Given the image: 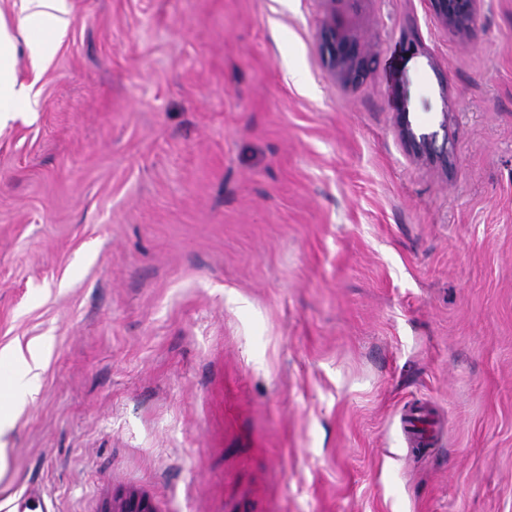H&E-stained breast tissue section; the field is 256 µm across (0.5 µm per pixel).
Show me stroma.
Returning <instances> with one entry per match:
<instances>
[{
    "mask_svg": "<svg viewBox=\"0 0 512 512\" xmlns=\"http://www.w3.org/2000/svg\"><path fill=\"white\" fill-rule=\"evenodd\" d=\"M69 4L0 125V500L512 512V0ZM435 13L448 30L461 37L469 36L477 18L479 0H431ZM320 39L324 62L330 76L345 85L354 84L361 77L364 68L358 43L332 25L322 29ZM44 341L30 343L26 352L22 348L16 349L12 356L24 367V379L15 384V399L24 401L33 396L38 391V381L43 364ZM404 424V429L408 427L405 433L410 444L419 446L430 438V421L428 415L412 413Z\"/></svg>",
    "mask_w": 512,
    "mask_h": 512,
    "instance_id": "stroma-1",
    "label": "stroma"
}]
</instances>
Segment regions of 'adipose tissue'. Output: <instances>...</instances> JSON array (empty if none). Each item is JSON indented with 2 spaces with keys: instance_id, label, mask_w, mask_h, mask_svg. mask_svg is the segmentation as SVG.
<instances>
[{
  "instance_id": "adipose-tissue-1",
  "label": "adipose tissue",
  "mask_w": 512,
  "mask_h": 512,
  "mask_svg": "<svg viewBox=\"0 0 512 512\" xmlns=\"http://www.w3.org/2000/svg\"><path fill=\"white\" fill-rule=\"evenodd\" d=\"M25 15L11 30L0 14V115L19 111L30 89L20 82L16 65L19 49H27L35 71H42L56 49V32L69 12L68 0H23Z\"/></svg>"
}]
</instances>
